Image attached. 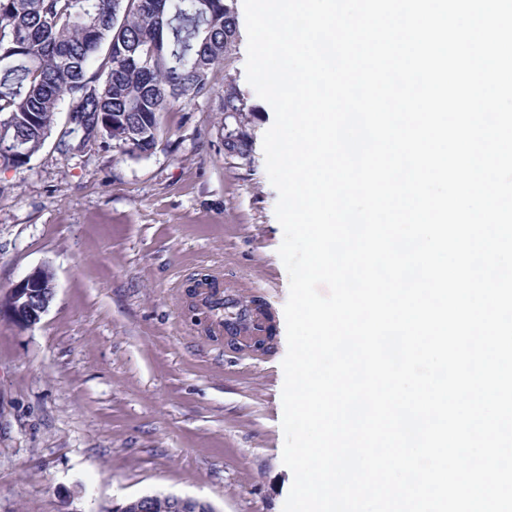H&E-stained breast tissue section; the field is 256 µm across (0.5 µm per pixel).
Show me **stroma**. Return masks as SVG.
Returning <instances> with one entry per match:
<instances>
[{
	"instance_id": "stroma-1",
	"label": "stroma",
	"mask_w": 512,
	"mask_h": 512,
	"mask_svg": "<svg viewBox=\"0 0 512 512\" xmlns=\"http://www.w3.org/2000/svg\"><path fill=\"white\" fill-rule=\"evenodd\" d=\"M246 59L242 29L209 94L162 114L149 155L58 150L62 112L26 167L0 165V299L38 267L55 283L35 327L0 317V512H112L145 495L283 512L289 279L263 152L274 111ZM229 78L259 108L244 161L224 154ZM201 279L263 300L268 352L211 334Z\"/></svg>"
}]
</instances>
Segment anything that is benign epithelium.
<instances>
[{"label": "benign epithelium", "mask_w": 512, "mask_h": 512, "mask_svg": "<svg viewBox=\"0 0 512 512\" xmlns=\"http://www.w3.org/2000/svg\"><path fill=\"white\" fill-rule=\"evenodd\" d=\"M55 295L52 273L38 268L10 289L0 301V314L8 316L19 328L29 329L38 324ZM161 505L167 512H217L209 503L173 495H147L130 498L113 508V512H143L154 505Z\"/></svg>", "instance_id": "1"}]
</instances>
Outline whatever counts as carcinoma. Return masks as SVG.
Segmentation results:
<instances>
[{
	"instance_id": "1",
	"label": "carcinoma",
	"mask_w": 512,
	"mask_h": 512,
	"mask_svg": "<svg viewBox=\"0 0 512 512\" xmlns=\"http://www.w3.org/2000/svg\"><path fill=\"white\" fill-rule=\"evenodd\" d=\"M237 36L231 0H0V163L28 165L65 102L61 149L101 140L120 156L150 154L161 113L208 95ZM223 112L234 129L225 155L249 157L257 107L232 81ZM209 308L224 309L226 331L251 329L249 304Z\"/></svg>"
}]
</instances>
